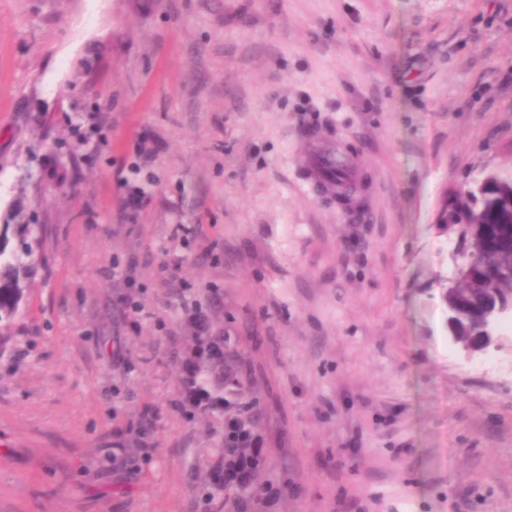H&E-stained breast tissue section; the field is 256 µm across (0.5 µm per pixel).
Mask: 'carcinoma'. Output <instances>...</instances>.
I'll list each match as a JSON object with an SVG mask.
<instances>
[{
    "label": "carcinoma",
    "mask_w": 512,
    "mask_h": 512,
    "mask_svg": "<svg viewBox=\"0 0 512 512\" xmlns=\"http://www.w3.org/2000/svg\"><path fill=\"white\" fill-rule=\"evenodd\" d=\"M474 192L465 204L469 216L467 225L461 217L449 218L450 228L463 237L482 240V254L474 273L458 280L454 289L443 296L448 312L464 336H475L481 330L483 312L488 305L485 293L479 290L480 281L503 267L512 268V174H492L489 180L474 179ZM0 232V322L13 319L23 299L24 279L39 263L32 241L36 240L38 227L34 224H17L19 248H8V230ZM206 373L223 374L224 410L232 411L247 426L256 429L261 414L256 400L251 397L241 380L242 363L232 349H227L224 364L207 363ZM227 464L253 460L250 482L224 483V512H248L254 501L256 488L263 476L261 459L253 456L251 448L224 446L219 449Z\"/></svg>",
    "instance_id": "obj_1"
}]
</instances>
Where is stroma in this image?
<instances>
[{
	"label": "stroma",
	"instance_id": "stroma-1",
	"mask_svg": "<svg viewBox=\"0 0 512 512\" xmlns=\"http://www.w3.org/2000/svg\"><path fill=\"white\" fill-rule=\"evenodd\" d=\"M485 169L512 0H0V224L48 227L0 349V512H220L198 307L264 414L255 512H512V335L465 358L442 297L444 196Z\"/></svg>",
	"mask_w": 512,
	"mask_h": 512
}]
</instances>
